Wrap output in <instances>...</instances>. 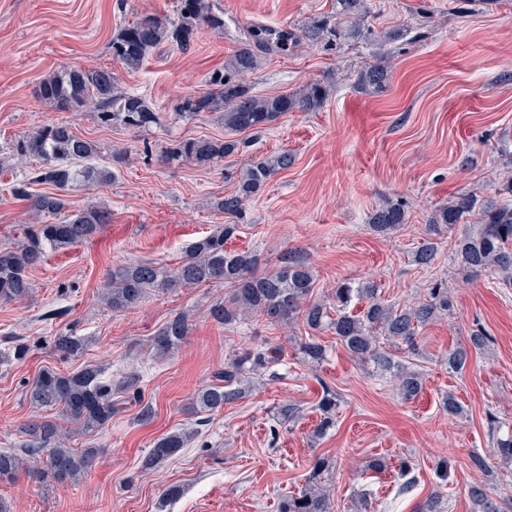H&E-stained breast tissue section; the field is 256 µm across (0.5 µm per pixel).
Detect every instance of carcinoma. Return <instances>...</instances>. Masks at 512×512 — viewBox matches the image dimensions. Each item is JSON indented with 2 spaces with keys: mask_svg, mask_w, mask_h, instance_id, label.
<instances>
[{
  "mask_svg": "<svg viewBox=\"0 0 512 512\" xmlns=\"http://www.w3.org/2000/svg\"><path fill=\"white\" fill-rule=\"evenodd\" d=\"M335 10L311 18L293 30H273L255 26L249 38L225 61L224 70L211 73L203 94H188L174 112L184 118L217 112L224 129L232 133L261 130L290 112H316L329 97V85L321 81L307 84L297 93L257 95L245 82V76L260 65L263 54L272 50L286 51L303 43L318 45L334 52L345 42L359 38L368 11L363 0H335ZM224 30V15L213 9L212 0H179L176 17L161 18L143 13L112 36V59L124 68L136 71L143 67L152 51L169 44L181 51L191 45L200 30ZM391 69L383 62L366 64L358 71L355 89L379 92L390 81ZM40 99L52 103L61 112L94 113L98 123H119L140 130L157 123L158 115L138 95L121 92L112 70L107 68H66L45 78L37 89ZM241 141L232 137L180 138L163 151V160L197 165L222 160L239 152ZM12 157L19 161L37 158L41 166L34 176L18 180L10 187L13 197L30 202L40 217L26 226L18 241H0V301L22 302L32 292L31 271L43 262L50 251L65 250L94 236L100 226L110 222V214L97 205L67 212L63 192L77 182L96 186L113 180L110 166L93 164L100 146L76 136L66 121L47 124L23 135L13 144ZM293 164V156L284 151L252 161L237 174V189L215 202L217 210L231 222L221 224L210 234L191 242L181 264L168 270L152 261H129L112 266L102 293L104 304L114 312L137 307L154 289L175 283L198 288L222 284L227 296L216 300L209 309L218 325H229L251 317L269 326L290 325L300 321L305 335L299 337L297 349L314 364L324 360L326 349L319 334L328 330L355 357L373 364L381 374L394 373L399 394L409 400L422 389V374L395 359V352L417 354L419 329L451 308L448 289L437 285L424 298L409 304L391 303L380 295L379 288L366 281L357 286L341 282L328 298H312L314 275L304 261L288 255L280 265L263 273L257 272L258 255L251 251H232L225 247L237 236L247 202L268 180ZM47 184L57 193L33 194L31 185ZM407 223L405 204L388 203L371 216L373 228L387 234ZM432 225L452 228L470 225L469 231L454 243V259L463 269L480 273L496 271L501 284L512 288V204L492 198L480 199L462 193L450 204L436 209L429 220ZM437 245L427 241L414 253L413 261L423 267L435 258ZM366 302L358 312L348 310L353 299ZM192 324L183 312L169 318L153 337L155 354L163 356L179 348L190 335ZM470 345L448 352V369L460 372L471 351L485 348L487 339L480 331L469 339ZM86 347L85 339L72 331L54 336V348L60 359L79 356ZM284 350L271 338L241 348L224 367L213 372L210 383L199 389L192 402V412L206 422V416L237 402L254 388V379L277 360ZM140 376L132 372L118 382L105 376V368L87 365L80 370L62 371L45 368L25 391L29 401L40 407L57 410L58 420L74 423L83 431L105 429L119 406L133 399L141 404L138 420L153 416L150 404L143 402L138 383ZM322 419L319 432L336 424V394L328 390L317 404ZM58 420L33 421L26 425L28 440L22 452H0V481L12 480L21 471H31L35 462H43L36 478L45 477L58 484L74 483L92 466L96 448L78 450L66 444L65 431ZM198 434L191 428L180 429L159 438L141 466L151 469L175 456ZM332 463L315 458L304 488L281 499L279 512H332V495L325 476ZM474 512H506L503 503L492 499L486 488L474 484L469 489Z\"/></svg>",
  "mask_w": 512,
  "mask_h": 512,
  "instance_id": "obj_1",
  "label": "carcinoma"
}]
</instances>
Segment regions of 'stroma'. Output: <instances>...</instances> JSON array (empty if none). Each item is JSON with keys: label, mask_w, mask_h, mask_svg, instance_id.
Instances as JSON below:
<instances>
[{"label": "stroma", "mask_w": 512, "mask_h": 512, "mask_svg": "<svg viewBox=\"0 0 512 512\" xmlns=\"http://www.w3.org/2000/svg\"><path fill=\"white\" fill-rule=\"evenodd\" d=\"M224 29L207 31L187 51L160 47L137 71L113 60L109 44L118 30L143 13L172 18L176 0H0V157L19 136L64 119L81 137L98 142L99 164L122 151L126 162L112 183L78 184L65 197L70 210L106 207L110 224L90 240L49 254L32 273L33 294L23 303L0 302V451L22 448L25 424L54 412L32 405L25 386L43 368L73 371L103 366L120 379L138 372L154 410L137 420V406L115 414L107 428L70 434L74 448H96L97 463L78 484L41 483L27 472L0 482L10 512H278L288 493L300 491L314 458H328L335 512H353L367 496L376 512H416L440 490L446 512H472L470 485L489 488L496 500L512 499V463L491 458L487 471L470 457L489 455L492 437L512 434V288L496 273L460 270L453 245L465 225L433 230L429 219L461 193L497 197L512 179V0H367L371 14L361 37L334 52L302 45L266 55L246 79L259 95L293 93L331 79L335 88L317 112H291L259 132H243L238 155L211 165L164 162L170 140L221 138L215 114L182 119L174 106L206 91L213 70L245 41L252 26L296 28L326 14L334 0H213ZM401 30V37L384 34ZM391 70L382 92H358V71L376 58ZM67 66L112 69L120 91L144 97L159 122L137 132L101 126L93 113H63L36 96L39 83ZM288 151L293 165L270 178L246 205L242 227L228 241L249 250L269 270L285 251L312 269L314 297L342 281H374L383 296L404 302L443 284L454 307L419 332L414 367L423 389L403 399L392 377L353 358L330 332L327 354L310 364L296 355L297 332L258 319L215 324L207 310L225 288L174 287L150 292L135 309L115 313L100 293L112 266L154 260L175 269L190 242L225 223L215 202L235 190L226 170ZM38 161L0 170V240L19 237L35 216L9 192L12 182ZM404 202L408 222L396 231L373 230L368 218L389 202ZM437 254L426 268L412 255L427 240ZM188 313L193 329L173 354L160 358L151 339L173 314ZM73 330L86 340L84 354L61 363L53 338ZM489 338L471 353L463 372L449 370L450 350L472 331ZM273 337L286 355L262 371L252 394L211 414L197 438L164 464L145 470L143 457L155 439L195 424L194 393L209 383L237 348ZM26 352L15 357L16 344ZM338 399L336 425L315 437L316 405L324 390ZM462 414L444 411L445 395ZM292 404L299 420L289 428L275 407ZM384 457V472L367 471ZM454 463L439 487V459ZM411 460L416 484L401 493L398 466ZM182 496L166 502L170 486Z\"/></svg>", "instance_id": "35a3bbf8"}]
</instances>
